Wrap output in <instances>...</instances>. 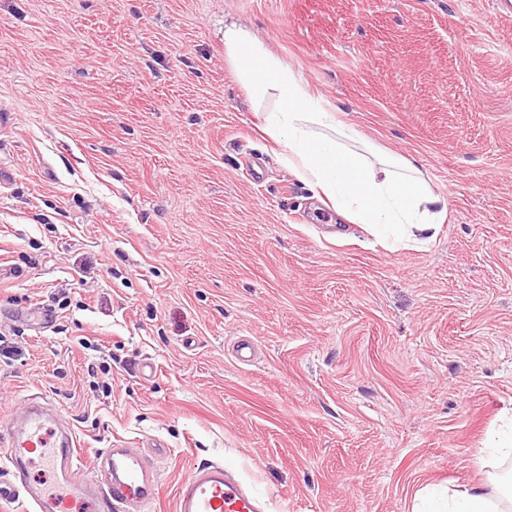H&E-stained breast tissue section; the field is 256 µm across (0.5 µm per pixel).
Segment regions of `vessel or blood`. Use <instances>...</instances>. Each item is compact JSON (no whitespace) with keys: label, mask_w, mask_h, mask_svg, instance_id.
I'll return each instance as SVG.
<instances>
[{"label":"vessel or blood","mask_w":512,"mask_h":512,"mask_svg":"<svg viewBox=\"0 0 512 512\" xmlns=\"http://www.w3.org/2000/svg\"><path fill=\"white\" fill-rule=\"evenodd\" d=\"M9 467L0 476V504L25 503L28 512H133L151 504L158 480L150 456L132 448H111L95 460L93 480L79 479V448L72 429L59 425L53 406L31 401L8 430ZM38 452L56 470L66 495L56 498L31 484L29 455ZM175 512H261L251 497L226 470L212 463L182 480Z\"/></svg>","instance_id":"b4317fda"}]
</instances>
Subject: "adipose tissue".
Returning <instances> with one entry per match:
<instances>
[{"mask_svg":"<svg viewBox=\"0 0 512 512\" xmlns=\"http://www.w3.org/2000/svg\"><path fill=\"white\" fill-rule=\"evenodd\" d=\"M224 58L250 93L265 132L284 147L285 162L315 195L333 200L347 220L394 240L433 237L448 204L415 164L394 156L372 163L347 149L356 131L338 127L335 113L247 28L225 25ZM410 512H512V477L453 489L441 509L432 507L427 490H415Z\"/></svg>","mask_w":512,"mask_h":512,"instance_id":"1","label":"adipose tissue"}]
</instances>
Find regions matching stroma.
Instances as JSON below:
<instances>
[{
  "instance_id": "stroma-1",
  "label": "stroma",
  "mask_w": 512,
  "mask_h": 512,
  "mask_svg": "<svg viewBox=\"0 0 512 512\" xmlns=\"http://www.w3.org/2000/svg\"><path fill=\"white\" fill-rule=\"evenodd\" d=\"M249 27L448 216L340 217L224 58ZM49 308L45 331L15 311ZM257 347L248 364L235 341ZM47 397L83 476L219 462L265 512L486 481L512 408V0H0V430Z\"/></svg>"
}]
</instances>
